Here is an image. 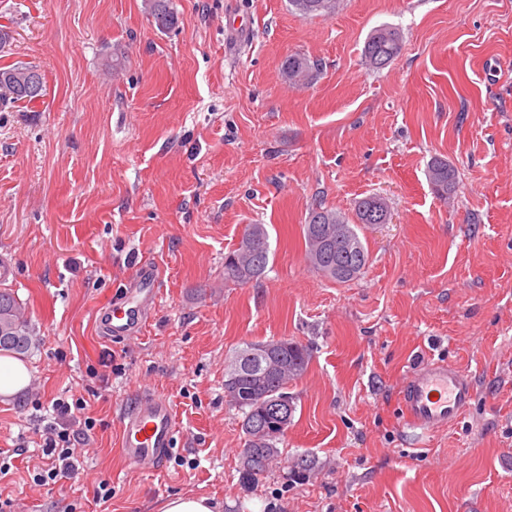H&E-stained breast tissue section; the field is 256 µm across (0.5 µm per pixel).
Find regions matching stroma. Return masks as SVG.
<instances>
[{"label":"stroma","mask_w":512,"mask_h":512,"mask_svg":"<svg viewBox=\"0 0 512 512\" xmlns=\"http://www.w3.org/2000/svg\"><path fill=\"white\" fill-rule=\"evenodd\" d=\"M173 7L162 32L143 0H0V67L45 76L39 100L0 108V256L39 338L29 386L0 396V502L159 512L185 492L221 512H512V0H336L317 18L287 0ZM385 25L402 50L376 72L362 50ZM291 53L318 61L309 87L283 78ZM435 156L456 170L447 201L426 179ZM373 194L391 218L357 228L368 267L325 279L306 260L310 208L349 214ZM250 224L269 231L266 274L225 283ZM140 260L160 271L157 302L139 334L108 341L99 310ZM280 337L312 358L288 388L281 460L247 482L225 366ZM429 357L468 369L477 393L420 435L400 391ZM69 393L96 422L93 450L78 479L34 485L51 402ZM149 394L177 417L158 471L119 447L120 414ZM301 455L315 469L287 479Z\"/></svg>","instance_id":"stroma-1"}]
</instances>
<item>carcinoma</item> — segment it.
Instances as JSON below:
<instances>
[{"label":"carcinoma","instance_id":"carcinoma-1","mask_svg":"<svg viewBox=\"0 0 512 512\" xmlns=\"http://www.w3.org/2000/svg\"><path fill=\"white\" fill-rule=\"evenodd\" d=\"M291 12L301 17L326 16L336 9V0H288ZM144 10L152 17L157 29L166 31L177 24V13L173 0H144ZM402 35L399 29L381 26L366 39L363 47L365 64L373 71L388 67L400 54ZM282 74L288 81L310 82L315 79L319 64L304 54H290L281 64ZM26 65L0 67V107L15 104H30L35 96L24 89ZM427 179L432 190L441 198H448L456 185V171L448 161L434 157L427 165ZM377 196L370 195L354 203L355 220L333 209L317 205L312 208L303 224L305 248L314 244L313 227L318 225L328 243L324 262L339 269L330 279L343 284L356 279L365 269L368 252L356 231L359 224L372 223L373 207ZM341 226V233H330V229ZM233 252L224 255V281L246 285L263 277L269 265L270 251L262 257L259 274L240 271L231 261ZM33 346V329L23 309L13 294L0 290V351L17 355L25 354ZM272 357L277 364L288 370V374H262L261 358ZM311 359L308 346L288 338L270 339L266 342L250 343L234 352L227 365L224 379V400L243 414L242 430L245 445L242 454L250 457L248 466L242 468L243 477L256 481L272 466L270 454L281 455L277 444L284 437L279 434L263 445L253 443L251 436L263 428L274 432L288 429L296 411L294 398L289 396L288 383L295 382L305 374Z\"/></svg>","mask_w":512,"mask_h":512}]
</instances>
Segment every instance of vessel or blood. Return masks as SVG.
Returning <instances> with one entry per match:
<instances>
[{"instance_id": "obj_1", "label": "vessel or blood", "mask_w": 512, "mask_h": 512, "mask_svg": "<svg viewBox=\"0 0 512 512\" xmlns=\"http://www.w3.org/2000/svg\"><path fill=\"white\" fill-rule=\"evenodd\" d=\"M159 272L152 264L136 267L133 284L101 308L102 333L123 340L137 334L157 294ZM476 395L469 371L452 363L429 360L410 372L404 381L401 414L407 428L424 433L457 421ZM121 451L128 464L140 469L161 468L175 446L176 418L162 396L142 397L121 415Z\"/></svg>"}]
</instances>
